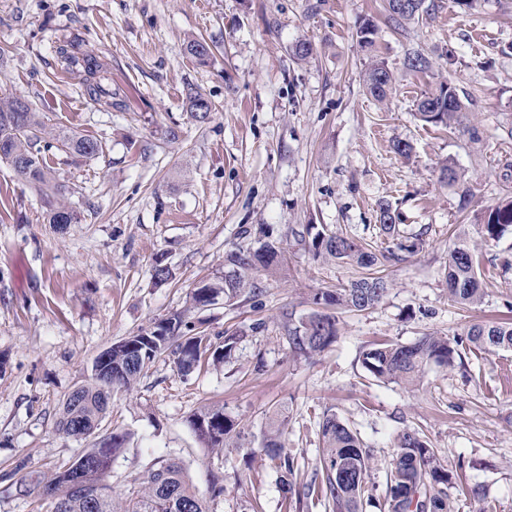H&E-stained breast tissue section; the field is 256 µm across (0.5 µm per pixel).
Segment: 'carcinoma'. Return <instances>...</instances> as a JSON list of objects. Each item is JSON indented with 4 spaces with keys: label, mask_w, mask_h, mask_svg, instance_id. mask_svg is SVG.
<instances>
[{
    "label": "carcinoma",
    "mask_w": 512,
    "mask_h": 512,
    "mask_svg": "<svg viewBox=\"0 0 512 512\" xmlns=\"http://www.w3.org/2000/svg\"><path fill=\"white\" fill-rule=\"evenodd\" d=\"M387 22L395 31L429 12L425 0H385ZM376 31L370 23L357 31L360 47L372 52L365 71V86L379 101H384L393 89L394 73L387 62L375 54ZM66 69L81 75L87 95L93 104L112 107V86L99 79L104 64L97 58L79 51L72 45L59 51ZM406 70L424 73L430 67L422 53L408 55ZM474 100L473 95L459 92L450 81H441L418 99L420 120L450 129L461 124ZM185 106L190 117L198 123L211 120L214 111L211 101L194 87L185 92ZM94 159L104 153L101 141L80 136L67 130L48 129L43 113L27 99L10 93H0V161L7 163L16 178L39 192L48 206L50 224H70L74 214L62 200L61 185L50 164L52 151ZM440 179L453 187L460 208L472 199V189L454 165L447 162L440 167ZM377 219L381 230L391 239V245L380 253L365 250L352 236L331 232L321 226L312 237L315 257H330L354 264L368 273L352 281L345 288L323 292L315 296V303L324 302L340 309L365 310L377 304L389 289L390 282L369 269L381 261H398L399 253H413L423 242L425 232L420 230L410 237L399 234L396 217L387 204L379 206ZM483 236L496 240L512 227V195L487 208L481 215ZM278 248L266 242L257 249L239 247L225 254L224 276L205 281L190 295L191 307L203 308L224 296L231 302L246 292L256 289L257 280L273 273L278 266ZM448 293L461 305L482 301L480 259L478 248L466 238L457 236L448 250L446 266ZM290 349L311 358L336 342V317L315 312L297 322L285 325ZM213 347L209 361L224 363L231 356L237 336L226 335L214 343L204 331L186 321L182 312H176L111 345L109 363L112 364V382L97 377L75 389L66 399L60 430L69 437L82 438L95 430L106 417L112 390L131 389L141 373L154 361L168 355L177 371L186 376L199 366L201 360L194 348L202 342ZM469 351L491 352L512 350V323L474 324L465 328L462 336L427 334L411 344L382 343L362 352V365L370 376L381 382L405 387L417 385L430 364L451 366L459 347ZM187 423L198 441L215 455L242 438L238 423L224 415V407L204 406L187 417ZM284 420L275 413L269 417L260 446L246 449V455H263L280 474L286 492L296 485L298 468L282 440ZM321 448L319 465L323 471L321 485H307L306 496H316L327 502L332 512H361L366 492V476L372 465V456L360 434L350 429L334 414L324 415L319 423ZM127 435L112 432L105 444L97 449L81 451L61 461L50 473L25 471L23 460L0 474V482L22 497L48 495L55 500V512H208L207 500L190 482L186 469L175 459L154 462L137 479V486L118 498L112 496L107 478L112 460L122 451ZM84 471L87 493L75 488L71 477L77 469ZM455 475L444 467L429 443L414 430L402 432L389 472L387 496L383 501L387 512H452L448 489L455 487Z\"/></svg>",
    "instance_id": "1"
}]
</instances>
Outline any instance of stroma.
Here are the masks:
<instances>
[{"label": "stroma", "instance_id": "1", "mask_svg": "<svg viewBox=\"0 0 512 512\" xmlns=\"http://www.w3.org/2000/svg\"><path fill=\"white\" fill-rule=\"evenodd\" d=\"M434 3L396 32L381 0H0V91L104 145L94 160L55 158L75 215L62 232L47 223L40 195L0 163V472L18 459L49 470L115 430L128 436L108 479L115 495L158 458L175 457L203 493L223 471L209 512H290L268 462L232 447L215 459L186 422L197 408L223 406L255 447L279 409L303 484L317 466L322 415L360 433L374 458L363 512H378L407 429L426 437L458 483L483 491L454 497V512H512V351H462L412 388L373 381L361 363L376 343L512 322V231L487 242L476 220L512 191L503 169L512 162V0ZM365 19L396 77L383 103L365 88L356 41ZM193 37L215 44L208 63L189 55ZM301 40L313 48L305 61L293 54ZM72 44L106 65L117 107L91 105L79 77L62 70L58 50ZM413 51L430 59L429 71L405 70ZM442 80L474 95L468 120L480 146L416 117L417 99ZM190 86L215 106L207 123L186 111ZM398 140L411 142V159L394 152ZM445 160L473 188L467 211L439 179ZM383 203L402 231L428 225L423 247L382 266L391 286L372 308L328 307L338 323L331 347L310 359L294 353L285 315L309 316L317 293L361 274L314 258L308 225L380 248ZM461 232L479 247L485 295L475 306L448 297V246ZM268 235L283 258L255 292L190 309L191 291L223 275L229 250ZM159 265L172 280L154 279ZM181 311L215 341L236 335L231 357L186 376L159 358L131 390L113 392L99 432L76 440L59 431L63 403L103 350Z\"/></svg>", "mask_w": 512, "mask_h": 512}]
</instances>
